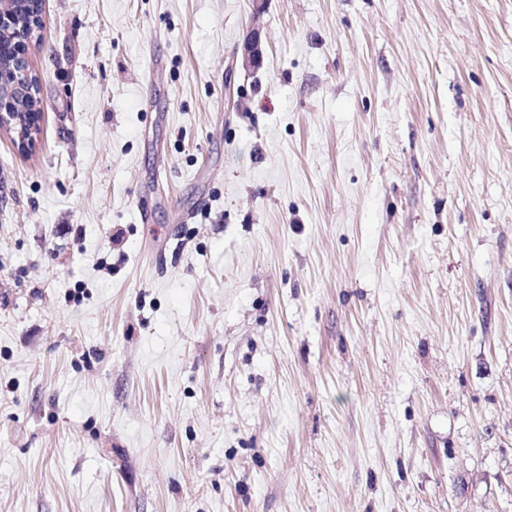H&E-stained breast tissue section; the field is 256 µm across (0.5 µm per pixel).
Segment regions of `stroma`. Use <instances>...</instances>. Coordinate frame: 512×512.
Returning <instances> with one entry per match:
<instances>
[{
  "instance_id": "stroma-1",
  "label": "stroma",
  "mask_w": 512,
  "mask_h": 512,
  "mask_svg": "<svg viewBox=\"0 0 512 512\" xmlns=\"http://www.w3.org/2000/svg\"><path fill=\"white\" fill-rule=\"evenodd\" d=\"M43 17L0 512H512V0Z\"/></svg>"
}]
</instances>
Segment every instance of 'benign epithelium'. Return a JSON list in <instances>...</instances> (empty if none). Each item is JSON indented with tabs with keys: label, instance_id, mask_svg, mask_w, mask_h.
Listing matches in <instances>:
<instances>
[{
	"label": "benign epithelium",
	"instance_id": "7a95c632",
	"mask_svg": "<svg viewBox=\"0 0 512 512\" xmlns=\"http://www.w3.org/2000/svg\"><path fill=\"white\" fill-rule=\"evenodd\" d=\"M21 11L0 12V31L13 36L14 50L8 52L7 65L0 66V128L6 127L17 137V146L25 151L34 145L38 112L20 111L19 98L35 96L36 77L32 74L27 53L28 31L36 29L43 19L37 0H22ZM262 49L255 36L249 37L242 48V66L256 65Z\"/></svg>",
	"mask_w": 512,
	"mask_h": 512
}]
</instances>
